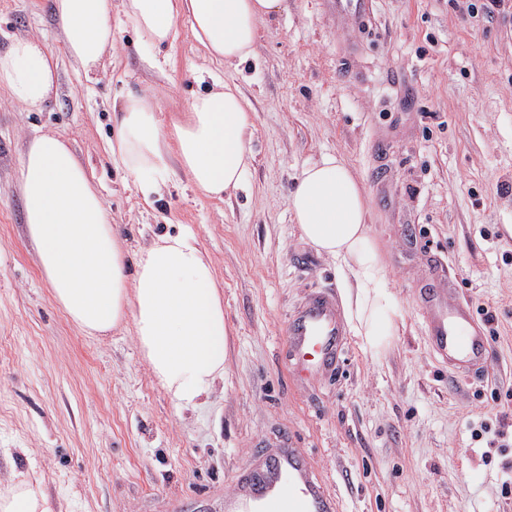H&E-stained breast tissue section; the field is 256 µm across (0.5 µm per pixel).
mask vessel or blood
Here are the masks:
<instances>
[{
  "label": "vessel or blood",
  "mask_w": 512,
  "mask_h": 512,
  "mask_svg": "<svg viewBox=\"0 0 512 512\" xmlns=\"http://www.w3.org/2000/svg\"><path fill=\"white\" fill-rule=\"evenodd\" d=\"M368 2L326 0V7L341 22L364 16ZM420 299L437 355L461 373L483 369L490 342L477 326L470 305L430 291ZM345 344L341 307L332 290L318 288L291 314L282 353L297 377L320 376L337 370ZM224 512H339V500L304 451L287 439L237 478L235 492L224 498Z\"/></svg>",
  "instance_id": "1"
}]
</instances>
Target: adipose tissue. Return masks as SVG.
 Segmentation results:
<instances>
[{"label": "adipose tissue", "mask_w": 512, "mask_h": 512, "mask_svg": "<svg viewBox=\"0 0 512 512\" xmlns=\"http://www.w3.org/2000/svg\"><path fill=\"white\" fill-rule=\"evenodd\" d=\"M140 40L172 45L179 18L211 61H248L259 26L284 0H124ZM64 51L84 73L97 72L112 47V0H50ZM58 82L47 45L34 36L0 51V89L28 111L41 110ZM112 158L134 176L145 199L161 197L172 166L212 200L239 190L252 152L250 101L221 79L193 96L179 117L163 125L147 89L120 97ZM28 234L55 302L83 332L101 336L129 323L159 384L181 410L195 409L224 377L228 328L224 292L193 232L157 237L135 262L103 197L63 137L29 141L19 169ZM301 236L336 260L351 311L352 330L378 357L398 332L389 274L368 224L369 200L345 161L328 154L301 171L288 198ZM0 512H52L30 475L16 473Z\"/></svg>", "instance_id": "1"}]
</instances>
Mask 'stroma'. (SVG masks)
Instances as JSON below:
<instances>
[{
    "label": "stroma",
    "mask_w": 512,
    "mask_h": 512,
    "mask_svg": "<svg viewBox=\"0 0 512 512\" xmlns=\"http://www.w3.org/2000/svg\"><path fill=\"white\" fill-rule=\"evenodd\" d=\"M48 3L0 0V50L36 35L58 66L43 111L0 91V492L22 472L53 512H224L235 478L288 432L341 512H512V0H371L342 25L323 0H286L254 57L213 67L255 111L244 188L208 200L175 167L151 206L107 151L112 103L148 87L169 121L200 89L202 50L179 22L152 68L112 0V50L88 76ZM43 132L69 140L129 252L187 228L211 259L228 350L200 408L177 410L130 327L85 335L54 301L17 183ZM326 154L366 190L403 326L377 359L348 336L338 374L301 385L280 356L288 319L310 289L343 284L288 196ZM449 282L490 338L483 373H451L425 334L420 292Z\"/></svg>",
    "instance_id": "35a3bbf8"
}]
</instances>
